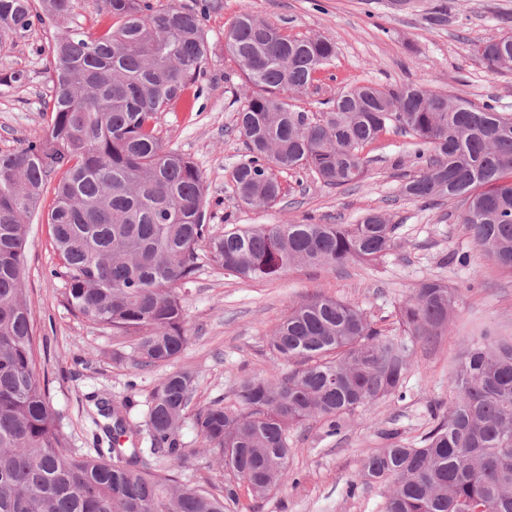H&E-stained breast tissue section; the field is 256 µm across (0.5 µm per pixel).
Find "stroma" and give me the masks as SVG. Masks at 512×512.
Wrapping results in <instances>:
<instances>
[{
    "label": "stroma",
    "mask_w": 512,
    "mask_h": 512,
    "mask_svg": "<svg viewBox=\"0 0 512 512\" xmlns=\"http://www.w3.org/2000/svg\"><path fill=\"white\" fill-rule=\"evenodd\" d=\"M204 22L207 60L199 82L204 89L193 111L160 113L156 129L170 149L190 157L200 169L214 232L260 224H355L382 212L396 224L395 245L383 257L326 270L294 266L278 278L246 281L208 261L179 294L190 342L172 365L140 367L130 358L132 340L73 314L65 302L50 227L34 218L24 286L32 300L34 324L45 355L37 359L49 382L50 402L61 415L72 447L91 451L105 421L95 402L130 401L131 424H139L152 389L173 369L196 373L192 408L234 404L233 391L245 377H268L291 370L275 361L267 338L289 307L316 294L363 308L375 327L390 330L403 300L424 280H438L462 294L447 331L418 345L402 394L349 417L340 433L327 435L318 421L290 429L288 481L262 500L241 494L242 512H383L378 486L358 484L361 458L381 447V434L417 439L448 410V376L470 336L488 331L512 337V274L477 247L459 221L455 200L428 206L407 197L402 185L416 174L410 139L392 132L365 147L369 167L363 182L333 188L313 174L295 179L281 174L284 202L253 208L230 191V172L245 147L233 133L236 114L251 90L225 50L224 32L241 13L274 25L291 37L321 35L336 44L331 78L315 93L294 98L297 108L318 113L332 104L337 87L372 83H423L451 97L480 105L495 103L512 115V73L491 72L478 45L512 32V0H217ZM51 27L35 26L0 52V74L26 70L21 87L0 84V152L40 139L52 115L47 47ZM469 255L470 265L458 262Z\"/></svg>",
    "instance_id": "obj_1"
}]
</instances>
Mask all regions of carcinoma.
Instances as JSON below:
<instances>
[{
	"label": "carcinoma",
	"instance_id": "obj_1",
	"mask_svg": "<svg viewBox=\"0 0 512 512\" xmlns=\"http://www.w3.org/2000/svg\"><path fill=\"white\" fill-rule=\"evenodd\" d=\"M116 20L96 38L70 26L79 0H0V50L51 23L52 120L43 138L0 152V512H237L240 487L265 497L288 476V431L310 419L340 431L357 409L396 395L418 341L440 336L462 301L427 280L399 306V331L374 327L359 306L322 295L288 310L269 337L278 359L301 366L246 378L236 407L203 406L193 424L228 479L212 493L181 483L195 451L180 438L195 375L168 373L150 393L149 449L125 447L127 404L112 417V446L71 447L49 389L36 371L39 337L23 275L29 221L54 185L48 213L66 269L69 309L131 336V359L168 365L189 342L178 286L205 257L246 280L296 265L335 269L369 262L394 244L395 225L378 212L357 224H263L224 230L207 224V188L196 164L166 148L157 115L193 104L211 8L152 0H85ZM252 88L236 127L244 158L231 172L239 201H281V173L309 171L326 186L362 181L364 149L395 130L426 159L404 184L427 202L460 199L459 220L486 257L512 271V117L485 103L451 99L424 84L340 88L317 115L287 93L317 92L336 45L291 38L240 14L224 35ZM494 73L512 72V35L478 46ZM454 402L416 443L396 432L360 463L363 484L385 489L384 512H512V339L483 333L466 344L448 378Z\"/></svg>",
	"mask_w": 512,
	"mask_h": 512
}]
</instances>
